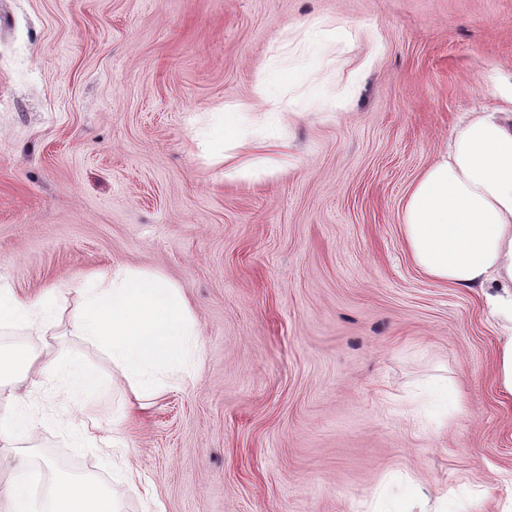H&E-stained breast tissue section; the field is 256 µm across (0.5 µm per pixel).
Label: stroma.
Instances as JSON below:
<instances>
[{
    "label": "stroma",
    "mask_w": 512,
    "mask_h": 512,
    "mask_svg": "<svg viewBox=\"0 0 512 512\" xmlns=\"http://www.w3.org/2000/svg\"><path fill=\"white\" fill-rule=\"evenodd\" d=\"M280 68L288 164L239 177L257 114L243 147L189 120ZM491 111L512 113V0H0V284L69 313L88 278L155 273L202 341L120 460L71 443L59 378L10 379L55 421L0 447V486L91 477L121 512H410L419 491L512 512L498 328L401 230L412 182ZM68 330L53 346L103 381L84 412L111 416L129 386Z\"/></svg>",
    "instance_id": "obj_1"
}]
</instances>
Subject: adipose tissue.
<instances>
[{"mask_svg":"<svg viewBox=\"0 0 512 512\" xmlns=\"http://www.w3.org/2000/svg\"><path fill=\"white\" fill-rule=\"evenodd\" d=\"M401 228L415 265L429 278L457 288L485 289V301L505 331L497 356V384L512 397V115L482 112L454 130L446 153L410 186ZM57 298L47 291L19 296L0 286V326L45 335L55 321ZM71 335L99 347L138 402L160 391L161 375L191 366L200 337L182 291L159 275L119 268L108 282L82 288L69 323ZM58 374L76 399L102 388L98 375L53 351L0 353V394L6 377ZM0 413V442L36 435L47 424L16 396ZM129 419L114 411L111 427L81 422L73 430L91 448L124 447L118 433ZM10 512H118L112 490L94 479H60L38 506L28 485L0 490Z\"/></svg>","mask_w":512,"mask_h":512,"instance_id":"ef3b65f1","label":"adipose tissue"}]
</instances>
